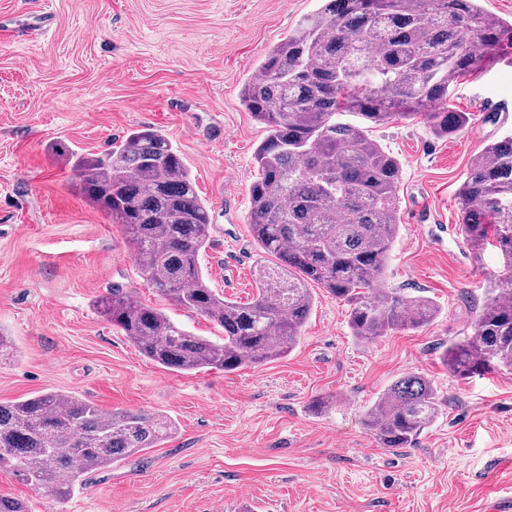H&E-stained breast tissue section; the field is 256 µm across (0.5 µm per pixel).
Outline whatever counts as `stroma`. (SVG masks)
Returning a JSON list of instances; mask_svg holds the SVG:
<instances>
[{"label": "stroma", "mask_w": 512, "mask_h": 512, "mask_svg": "<svg viewBox=\"0 0 512 512\" xmlns=\"http://www.w3.org/2000/svg\"><path fill=\"white\" fill-rule=\"evenodd\" d=\"M317 0H0V402L47 390L101 409L171 417L158 447L87 475L66 503L0 472L28 512H494L512 491V370L467 380L444 348L469 335L497 251L474 257L458 190L484 147L512 133V66L453 90L471 123L436 136L420 118L371 135L401 162L400 233L384 284L434 299L428 326L355 340L344 302L315 289L286 356L225 373L152 364L93 306L111 288L198 336L222 331L145 286L120 225L75 187L71 153L142 126L176 144L209 211L210 287L246 302L272 263L247 223L263 125L241 92ZM431 379L437 419L410 448H381L362 413L400 376ZM331 398L325 412L313 400Z\"/></svg>", "instance_id": "1"}]
</instances>
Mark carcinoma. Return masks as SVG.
<instances>
[{
	"label": "carcinoma",
	"mask_w": 512,
	"mask_h": 512,
	"mask_svg": "<svg viewBox=\"0 0 512 512\" xmlns=\"http://www.w3.org/2000/svg\"><path fill=\"white\" fill-rule=\"evenodd\" d=\"M265 57L242 102L266 129L254 154L248 224L277 259L247 303L211 288L201 267L210 215L172 141L132 130L104 153L71 155L80 193L123 226L150 288L224 330L220 340L187 332L159 308L114 288L102 317L150 362L176 373L233 372L289 353L314 306L309 284L349 306L359 342L417 329L438 314L429 297L382 287L399 235L401 164L370 137L392 117H422L451 136L469 123L450 105L452 87L512 47V21L481 0H320ZM459 227L475 255L491 246L508 273L490 276L472 333L442 361L455 377L512 369V136L485 147L458 192ZM493 232H488V227ZM439 413L437 390L419 373L394 381L363 415L383 448H409ZM166 417L104 411L55 391L0 403V471L57 502L82 478L157 447Z\"/></svg>",
	"instance_id": "1"
}]
</instances>
